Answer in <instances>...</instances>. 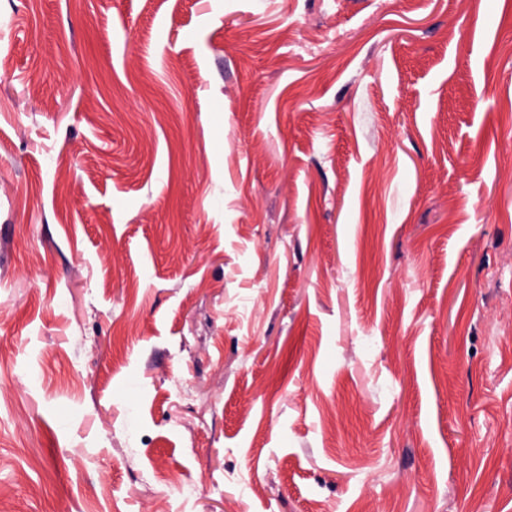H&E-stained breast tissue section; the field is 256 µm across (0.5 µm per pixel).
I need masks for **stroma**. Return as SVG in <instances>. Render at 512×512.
<instances>
[{"instance_id":"1","label":"stroma","mask_w":512,"mask_h":512,"mask_svg":"<svg viewBox=\"0 0 512 512\" xmlns=\"http://www.w3.org/2000/svg\"><path fill=\"white\" fill-rule=\"evenodd\" d=\"M0 512H512V0H0Z\"/></svg>"}]
</instances>
